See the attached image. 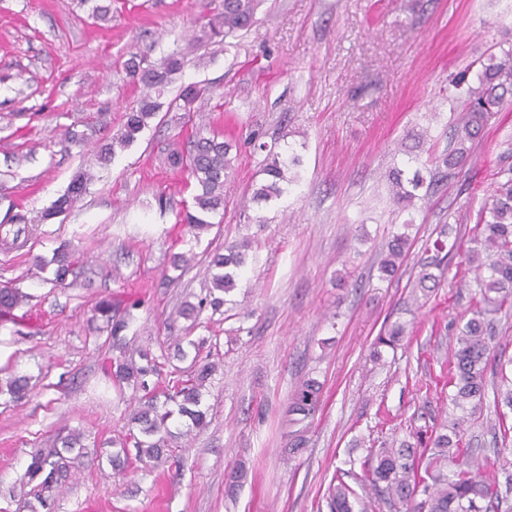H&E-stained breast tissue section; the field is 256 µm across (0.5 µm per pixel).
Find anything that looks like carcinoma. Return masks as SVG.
Here are the masks:
<instances>
[{
	"mask_svg": "<svg viewBox=\"0 0 512 512\" xmlns=\"http://www.w3.org/2000/svg\"><path fill=\"white\" fill-rule=\"evenodd\" d=\"M260 0H222L221 11L208 22L213 37L230 36L252 25ZM481 72L477 82L471 84L466 74L451 79L452 87L459 91L456 97L461 118L449 135V150L431 158L434 166L432 181L443 182L453 171L462 168L471 158L479 143L482 131L499 113L512 110V51L502 57L494 54L480 62ZM134 82L146 90L137 106L125 112L123 131L112 142L100 148L99 158L110 161L115 146L122 148L133 143L138 135L155 117L160 105L149 94L151 90H162L171 82L172 75L181 69V58L176 52L167 55L158 64H148L141 57L132 56L125 63ZM206 91L189 85L181 94L183 109L187 112L193 105L205 99ZM232 141L216 135L199 136L189 143L185 152L174 151L169 157L173 167L187 169L198 186L193 197V209L179 215V222L191 230H203L209 226L208 215L224 208V185L232 169ZM512 148L506 150L498 172L499 182L493 194L492 203L482 207L476 215L473 230L475 247L464 254L462 262L475 266V284L479 288L480 303L472 317L459 329L456 336L457 348L451 366L450 384L454 393L448 395L452 406V420L430 437L433 452L422 459L417 447L408 442L379 449L372 455L364 471L373 495L390 505H401L403 512H512V506L503 495L497 481L487 479L477 467L475 460L463 453L461 444L465 425L475 420L488 395L487 374H496L491 366L492 332L485 316L500 310L512 300ZM300 165L299 155L284 156L269 152L263 167L265 180L254 188L252 201L268 202L280 197L283 184L293 182L290 170ZM92 176L80 172L71 181L66 192L58 197L42 214V220L49 221L64 213L73 202L86 193ZM388 180L394 201L399 205L412 202L416 191L423 186L422 170L415 169L412 177H404V170L389 171ZM30 228L26 215L17 213L11 222L0 224V246L14 250L25 246ZM410 246L406 233H395L387 246V253L380 261L382 279L391 280L398 276ZM249 241L244 240L227 248L224 254H216L210 267L218 269L212 276V287L207 289L198 303L187 304L181 315L198 319L207 307L216 312L224 305V294L235 286L237 270L244 264V249ZM434 254L423 265L414 288L427 296L431 286L438 285V276L429 272L436 268L443 272L448 267V255L444 254L445 243L437 239L433 243ZM52 262L56 264L54 282L63 283L74 272L76 265L73 255L62 251ZM27 300V294L14 284L0 287V315H7ZM96 314L103 320L112 336V347L120 350L107 368V373L120 385H126L136 393L139 410L133 420L139 424V434H128L121 442V452L112 456V468L124 471L130 467L128 448H135L134 460L144 469H153L158 462L170 457L166 436L170 434L168 420L177 413L188 418L192 425L201 427L206 423V412L201 409L202 388L212 375L214 365L200 363L193 359L186 370V377L158 387L149 384V378L160 375L156 358L143 349L136 350L138 359L128 352L129 342L124 336L128 328L129 309H120L110 297L101 298L95 305ZM408 335L406 326L400 322L387 325L383 334L377 337L375 347L397 348ZM28 390L26 379L10 378L0 385L3 391L15 400L22 399ZM321 395L320 383L308 378L295 390L288 405V415L294 424H301L311 418L318 407ZM493 406L501 432V447L497 454L512 455L508 447L509 432L506 412L512 411V384L504 387L493 386ZM80 437L70 434L61 440L62 448L51 443L31 455L26 470L18 478L22 486H31V494L40 506L65 485L70 474V460L65 453L79 443ZM456 469L448 471V464ZM331 512H354V490L344 481L329 489Z\"/></svg>",
	"mask_w": 512,
	"mask_h": 512,
	"instance_id": "carcinoma-1",
	"label": "carcinoma"
}]
</instances>
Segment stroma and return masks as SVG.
<instances>
[{
  "mask_svg": "<svg viewBox=\"0 0 512 512\" xmlns=\"http://www.w3.org/2000/svg\"><path fill=\"white\" fill-rule=\"evenodd\" d=\"M108 6L106 16L94 6ZM221 0H0V224L34 219L26 246L0 250V282L28 299L0 316V379L24 376L20 401L0 397V512L42 443L78 431L85 454L52 512H331L328 487L355 490V512H391L362 484L364 462L392 441L427 438L449 415L454 334L477 300L465 221L489 203L501 154L512 146V111L499 113L474 155L408 208L385 180L409 157L448 146L459 112L450 77L477 73L489 53L512 48V0H262L255 24L229 43L205 25ZM181 51L184 66L156 118L107 163L110 140L141 91L124 63ZM206 89L196 112L174 108L183 86ZM90 133L82 146L67 131ZM428 131L423 146L411 136ZM238 143L220 223L195 234L178 216L196 191L172 150L195 135ZM300 155L299 181L248 219L240 200L261 183L260 144ZM93 180L74 206L38 217L74 175ZM413 241L403 274L379 277L391 231ZM250 238L231 304L198 323L177 316L205 288L210 253ZM457 244L429 298L412 287L436 238ZM75 252L65 284L35 259ZM189 264L174 268V255ZM133 299L127 336L149 348L163 379L183 363L179 338L200 348L215 372L204 397L209 424L182 440L177 464L115 474L107 457L126 433L131 396L104 368L116 351L94 305ZM408 323L404 346L373 343L385 324ZM322 384L305 450L289 458L286 413L296 385ZM492 404L464 437L484 475L503 480L494 450ZM242 468L229 483L233 468Z\"/></svg>",
  "mask_w": 512,
  "mask_h": 512,
  "instance_id": "stroma-1",
  "label": "stroma"
}]
</instances>
